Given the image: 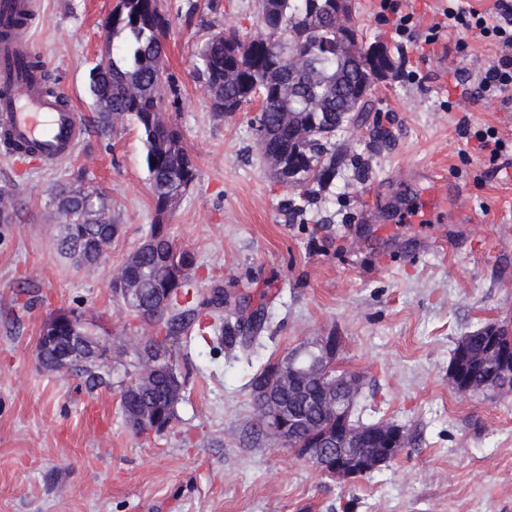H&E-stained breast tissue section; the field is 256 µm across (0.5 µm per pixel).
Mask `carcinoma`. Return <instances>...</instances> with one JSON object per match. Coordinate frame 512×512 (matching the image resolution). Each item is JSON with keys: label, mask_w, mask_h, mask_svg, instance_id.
<instances>
[{"label": "carcinoma", "mask_w": 512, "mask_h": 512, "mask_svg": "<svg viewBox=\"0 0 512 512\" xmlns=\"http://www.w3.org/2000/svg\"><path fill=\"white\" fill-rule=\"evenodd\" d=\"M336 0H259V17L265 34L250 40L235 30L218 32L200 47L198 69L207 88L213 110L238 112L252 97L263 105L254 118L256 138L263 154L286 158L287 167L273 171L283 187L325 185L336 177L335 149L326 147L331 130L371 111L370 99L345 106L357 85L373 83L370 56L361 53L359 28L352 26L346 40L339 39L333 15ZM106 25L112 28V55L108 65L88 74L87 88L95 100L110 103L111 110L96 113L95 122L102 132L126 116L139 124L146 149L145 162L150 174L151 196L156 220L148 237L153 246L142 252L139 265L131 272L141 278L145 289L140 304L153 309L163 324L164 336L150 342L161 346L169 336L181 335L194 319V311L180 309V299L188 294L191 274L182 282L168 284L154 276L157 265L167 260L173 267L193 255L173 247L164 231V223L173 201L184 193L182 187L196 178V165L185 148L181 134L165 113V95L171 90L165 76L164 43L171 19L159 0H120ZM293 127L309 128L315 135L298 143L291 137ZM56 208L63 219L64 234L58 249L75 259L80 255L99 259L112 243L118 225L112 223L109 206L95 188L78 189L63 185L54 193ZM13 195L0 191V223L9 224L14 215ZM227 295L224 289L213 291L201 306L223 319ZM267 322L260 307L252 312L249 323L241 320L222 326L224 335L242 349L251 348ZM137 372L121 394L126 425L135 433H145L136 415L152 412L160 423L170 426L179 399L169 396V386L183 383L176 371L153 369L140 360ZM151 374L154 388L140 392L142 378ZM466 374L476 383L495 386L507 382L486 363L470 364ZM325 387L321 378L311 375L288 396V412L302 414L305 425L290 447L308 448L324 443L325 435L336 429V417L323 407Z\"/></svg>", "instance_id": "obj_1"}]
</instances>
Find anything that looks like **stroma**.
<instances>
[{
  "label": "stroma",
  "instance_id": "obj_1",
  "mask_svg": "<svg viewBox=\"0 0 512 512\" xmlns=\"http://www.w3.org/2000/svg\"><path fill=\"white\" fill-rule=\"evenodd\" d=\"M38 2L33 48L50 86L89 124L54 167L0 155V189L16 202L13 222L0 224V512H512V395L468 398L448 384L460 336L512 326V109L497 98L458 107L446 79L455 68L484 69L496 47L452 30L423 56L377 23V0H352L351 23L396 70L375 83L364 121L337 131L336 178L298 216L289 209L298 189L275 183L258 146V104L213 112L197 76L212 34H261L258 0H164L176 88L166 115L197 167L165 231L193 254L200 294L224 288L238 313V294L249 293L268 322L248 352L212 334L181 338L176 418L137 435L120 396L134 358L128 339L144 327L110 281L146 237L154 204L136 120L100 132L87 92L89 68L112 43L105 21L116 0ZM460 40L467 55L454 49ZM404 69L415 80L399 78ZM492 129L502 141L494 161L478 142ZM434 167L449 193L424 180ZM64 184L101 190L119 227L91 271L57 249L53 193ZM72 308L110 339L101 384L37 360L44 320ZM330 335L342 341L337 368L362 378L360 419L408 431L395 460L350 483L258 434L251 405L258 369Z\"/></svg>",
  "mask_w": 512,
  "mask_h": 512
}]
</instances>
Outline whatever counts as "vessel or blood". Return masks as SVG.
I'll return each mask as SVG.
<instances>
[{
    "label": "vessel or blood",
    "instance_id": "obj_1",
    "mask_svg": "<svg viewBox=\"0 0 512 512\" xmlns=\"http://www.w3.org/2000/svg\"><path fill=\"white\" fill-rule=\"evenodd\" d=\"M32 51L27 28L0 38V151L43 168L72 155L85 126L70 100L46 93L42 81L20 72L21 59Z\"/></svg>",
    "mask_w": 512,
    "mask_h": 512
}]
</instances>
